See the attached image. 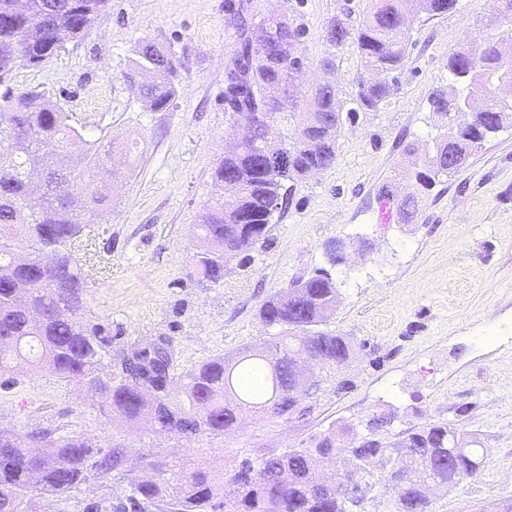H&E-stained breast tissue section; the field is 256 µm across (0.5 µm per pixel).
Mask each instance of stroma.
I'll return each mask as SVG.
<instances>
[{
  "label": "stroma",
  "instance_id": "1",
  "mask_svg": "<svg viewBox=\"0 0 512 512\" xmlns=\"http://www.w3.org/2000/svg\"><path fill=\"white\" fill-rule=\"evenodd\" d=\"M344 2L305 0L301 49L308 83L332 81L346 99L362 70L358 49L324 38ZM492 4L457 0L453 12L414 23L390 104L344 123L335 164L289 184L266 241L229 261L216 283L200 281L193 256L194 225L236 132L223 101L237 40L224 0H110L82 40L41 66L16 64L12 87L46 92L85 138L111 136L126 160L90 233L97 257L85 294L88 318L112 341L113 380L124 378L133 351L162 341L178 376L218 356L261 352L276 334L260 317L263 303L320 267L338 288L322 328L358 346L347 364L317 367L318 385L294 415L256 410L224 435L192 440L110 418L77 381L15 373L0 386V426L22 437L58 428L124 452L111 476L42 501L41 512H83L88 495L120 504L159 458L174 469L229 470L314 447L340 428L341 447L369 433L396 459L406 433L429 423L457 428L483 457L474 477L433 497L431 512H502L512 500V125L421 197L415 223H380L377 209L383 186L399 198L414 193L408 150L427 153L444 133L428 98L448 83L449 53L484 35ZM145 41L172 46L182 63L175 96L159 112L124 78ZM326 58L334 71H323ZM336 238L350 254L333 267L324 246ZM362 482L357 512H399L385 466L367 467Z\"/></svg>",
  "mask_w": 512,
  "mask_h": 512
}]
</instances>
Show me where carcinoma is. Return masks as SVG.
<instances>
[{
    "label": "carcinoma",
    "mask_w": 512,
    "mask_h": 512,
    "mask_svg": "<svg viewBox=\"0 0 512 512\" xmlns=\"http://www.w3.org/2000/svg\"><path fill=\"white\" fill-rule=\"evenodd\" d=\"M15 0H0V64L18 50L16 32L37 27L41 36L28 44L27 62L39 66L55 56L59 41H78L90 28L89 14L100 15L110 0H27L26 13L14 10ZM455 0H358L343 8L346 21L328 26L333 40L357 45L363 71L379 72L383 79L367 82L359 76L356 90L346 101L334 85L318 84L294 92L290 71L306 64L300 45L306 36L302 22L304 0L288 10L289 22L276 15L250 20L243 0H224V14L238 29L237 48L225 68L224 111L251 116L252 139L239 151L226 154L214 170L215 197L199 215L198 273L217 283L224 278V248L247 252L266 240L269 224L279 208L288 205L286 181L302 179L313 168L331 167L343 121L360 112H376L396 93L391 74L407 57L408 31L422 15H444ZM363 20L352 24V15ZM483 40L463 43L448 55V85L429 98L434 113L465 112L469 125L447 131L440 138L441 153L414 173L421 190L460 169L492 135L512 123V107L498 101L492 78L512 66L502 60L504 42L512 41V17L491 11ZM180 62L171 49L151 42L139 45L126 81L154 111L167 108L175 95ZM0 71L6 85L0 95V376L17 370L46 372L63 381L84 383L98 404L126 422L167 428L192 438L219 436L233 429L247 409L281 417L294 413L290 388L304 389L297 358L308 356L315 365L345 363L354 343L345 336L318 329L336 306L332 274L317 268L267 300L260 316L266 325L280 328L272 337L269 355L246 356L233 364L216 357L176 378L171 360L159 346L143 348L127 364L126 376L116 383L104 363L111 340L104 329L87 319L85 269L76 260L77 245L104 205L111 201V186L97 180V170L118 159L112 141L87 140L82 128L46 94L18 91ZM295 124L292 139L281 125ZM268 151L288 154V168L278 177L259 170ZM45 168L47 184L40 194L30 190L28 176ZM414 196L397 201L396 211L409 223L417 215ZM51 254L49 267L39 255ZM148 368L161 383L160 392L146 397L141 370ZM48 451L33 455L14 432L0 429V512H35L44 498L64 497L91 480L112 472L121 461L115 450L94 449L89 440L39 428ZM405 458L393 464L389 481L396 490L400 512H429V493L446 491L478 472V449L468 447L463 434L447 424L427 425L407 433L401 442ZM351 463L384 455V444L369 436L346 449ZM336 456V435L327 433L313 448L290 449L261 461L244 460L227 473L225 481L210 466L167 471L151 479L130 482L133 512H354L364 499L360 480L351 491L336 494V472L326 476L320 493L313 491L310 475ZM224 501H217L219 493Z\"/></svg>",
    "instance_id": "carcinoma-1"
}]
</instances>
